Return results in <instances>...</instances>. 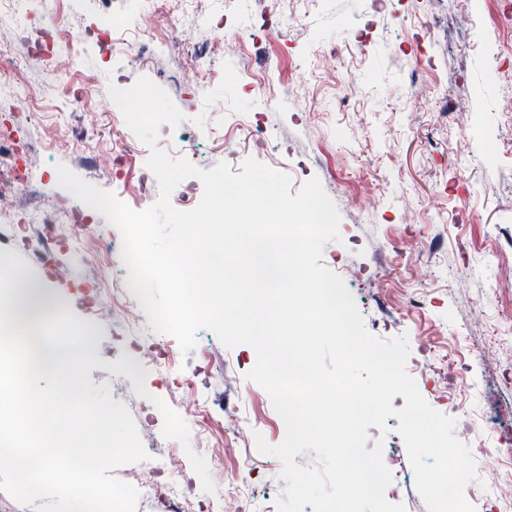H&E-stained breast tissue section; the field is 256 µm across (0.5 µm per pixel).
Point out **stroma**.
Masks as SVG:
<instances>
[{
    "mask_svg": "<svg viewBox=\"0 0 512 512\" xmlns=\"http://www.w3.org/2000/svg\"><path fill=\"white\" fill-rule=\"evenodd\" d=\"M468 0H281L280 25L269 34L254 0H111L113 12H135L143 34L160 45L151 63L123 55L100 56L95 0H57L68 31L49 45L61 65L55 73L31 61L17 70L39 117L23 124L0 97V127L22 128L38 150L34 162L48 208L63 212L74 196L58 184L57 166L111 192L133 209L151 206L157 182H142L151 153L132 139L120 178H95L113 166L109 86L138 78L162 80L184 120L161 127L158 145L172 158L208 170L226 163L239 172L249 159L285 173L292 190L318 178L340 214L339 240L323 250L324 266L344 281L366 329L390 340L407 336V370L435 410L457 421L477 477L465 496L483 498L485 512H512V461L497 471L484 451L512 438V26L485 21L460 30L451 20ZM211 56L198 75V54ZM266 79L256 92L251 77ZM429 86L419 100L414 84ZM288 90L287 103L266 108L264 95ZM83 241L37 258L41 240L20 241L17 225L0 223V250L17 255L22 269L53 293L65 311L86 321L100 361L89 377L110 387L129 410L146 450L145 460L119 466L114 478L177 480L205 512H276L286 486L280 464L259 454L235 432L222 405L257 422L264 439L282 442L285 427L273 404L245 374L256 362L251 346L226 348L207 329L182 352L166 336L164 360L141 347L149 400L132 380L108 370L127 357L122 336L151 335L138 300L125 286L121 231L101 213L82 229ZM115 307L93 306V295ZM187 383L174 387V374ZM179 415L200 409L215 419L191 430L188 445H169L156 400ZM389 430L369 427L383 455L396 457L405 480L387 500L405 512H427L397 418ZM220 453L224 470L212 473L216 493H205L189 453ZM259 466L247 491L227 486L244 455Z\"/></svg>",
    "mask_w": 512,
    "mask_h": 512,
    "instance_id": "35a3bbf8",
    "label": "stroma"
}]
</instances>
